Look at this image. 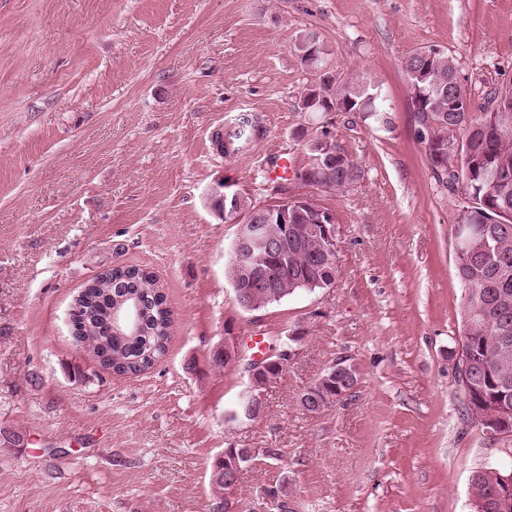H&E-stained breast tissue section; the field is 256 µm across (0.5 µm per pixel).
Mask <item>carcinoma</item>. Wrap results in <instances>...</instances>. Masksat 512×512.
Returning a JSON list of instances; mask_svg holds the SVG:
<instances>
[{
    "label": "carcinoma",
    "mask_w": 512,
    "mask_h": 512,
    "mask_svg": "<svg viewBox=\"0 0 512 512\" xmlns=\"http://www.w3.org/2000/svg\"><path fill=\"white\" fill-rule=\"evenodd\" d=\"M429 57L418 53L403 62L409 98L420 125L427 119L439 124L435 137L426 140V153L448 187L461 189L465 204L456 223L468 226V254L457 256L455 272L464 291L457 314L460 330L458 382L466 396L468 412L477 416L481 404L497 395L512 404V112L486 110L477 116L465 111L470 103L458 79L457 66L447 52L430 47ZM320 111L334 105L342 112H358L367 118L387 111L378 87L365 78L326 69L316 85ZM260 134L246 116L225 131L224 151L239 152ZM360 177L358 165L343 157L335 165L319 169L307 166L296 173L306 185L342 190ZM319 244L309 242L288 259V269H310L321 274L325 286L336 277V261L326 270L316 265ZM127 278L124 287L107 279L97 288H85L77 296L81 312L72 336L78 349L102 368L118 375H137L152 367L167 352L172 324L167 296L158 278L139 267L118 268ZM135 294L143 306L139 335L109 334L107 311L116 300ZM211 487L224 491V460L212 465ZM499 477L493 468L475 472L471 497L484 502V512H496Z\"/></svg>",
    "instance_id": "1"
}]
</instances>
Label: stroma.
I'll return each mask as SVG.
<instances>
[{
	"label": "stroma",
	"instance_id": "stroma-1",
	"mask_svg": "<svg viewBox=\"0 0 512 512\" xmlns=\"http://www.w3.org/2000/svg\"><path fill=\"white\" fill-rule=\"evenodd\" d=\"M305 31L382 89L387 120L299 111ZM428 47L487 105L512 83V0H0V512H214L229 440L276 452L228 490L238 512H470L474 472L512 468L455 374L462 196L432 170L402 67ZM243 114L260 136L218 157L214 133ZM325 121L360 179L276 177L280 155L308 166ZM224 179L255 205L308 195L332 212V287L242 311L236 227L207 203ZM115 265L153 271L173 313L166 355L138 375L69 337L74 297ZM299 323L263 416L229 420L244 380L212 362L225 329L247 350ZM340 357L357 389L302 414Z\"/></svg>",
	"mask_w": 512,
	"mask_h": 512
}]
</instances>
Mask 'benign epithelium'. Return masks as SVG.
I'll use <instances>...</instances> for the list:
<instances>
[{"label": "benign epithelium", "instance_id": "7a95c632", "mask_svg": "<svg viewBox=\"0 0 512 512\" xmlns=\"http://www.w3.org/2000/svg\"><path fill=\"white\" fill-rule=\"evenodd\" d=\"M320 151L310 158L311 165L319 167L334 163L339 158L336 142L331 131L324 126L316 134ZM239 193L226 181L217 183L209 193L211 202L222 205L224 222L236 225L235 236L229 249L227 276L234 298L239 307L249 313L255 312V289L261 288L266 296H277L281 287L280 278L271 274L266 267L283 265L288 258V249H297L302 243L300 231H305L310 239L321 242L324 252L336 251L337 225L334 216L325 208H315L314 223L304 227L292 223L295 215L305 207L314 208L316 200L299 195L272 204L261 205L252 214H243L237 207ZM278 229L271 230V225ZM123 325L131 335L140 328L139 305L134 299L119 310L112 312L111 326ZM306 337V328L299 326L279 338V347L262 357L245 358L238 337L226 329L224 344L216 349L215 356L224 358V365L242 366L246 378L240 394V408L234 414V421L248 423L259 419L265 412V391L271 371L281 372L298 355ZM360 382V374L355 364L344 360L331 363L323 373L310 384L317 412L322 413L351 394ZM478 421L489 431L498 433L512 427V410L499 401L486 403L478 416ZM262 452L260 448H241L232 459H224V483L233 488L244 471ZM498 510L509 512L512 509V475L502 477L497 489Z\"/></svg>", "mask_w": 512, "mask_h": 512}]
</instances>
